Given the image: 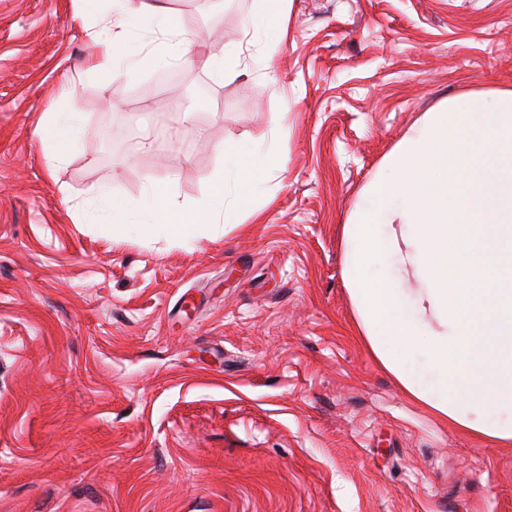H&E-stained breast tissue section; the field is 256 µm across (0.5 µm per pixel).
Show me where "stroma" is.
Masks as SVG:
<instances>
[{
    "mask_svg": "<svg viewBox=\"0 0 512 512\" xmlns=\"http://www.w3.org/2000/svg\"><path fill=\"white\" fill-rule=\"evenodd\" d=\"M161 3L204 46L109 81V0H0V512H512V442L414 400L343 274V226L423 113L512 85V0H287L272 55L252 0ZM71 107L58 161L40 121ZM230 143L284 163L258 215L144 226L150 183L197 207ZM101 191L124 230L77 212ZM103 207L106 218L112 224V228L118 230L128 224V203L124 199L115 195L107 197L103 200Z\"/></svg>",
    "mask_w": 512,
    "mask_h": 512,
    "instance_id": "35a3bbf8",
    "label": "stroma"
}]
</instances>
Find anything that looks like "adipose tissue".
I'll list each match as a JSON object with an SVG mask.
<instances>
[{"mask_svg": "<svg viewBox=\"0 0 512 512\" xmlns=\"http://www.w3.org/2000/svg\"><path fill=\"white\" fill-rule=\"evenodd\" d=\"M164 36L148 52L122 22L95 41L113 79L154 58L189 63L191 42L141 4ZM227 177L203 207L145 190L148 224L175 238L234 223L281 163L260 146H222ZM344 274L374 357L439 418L512 440V86L465 93L425 112L381 162L344 228Z\"/></svg>", "mask_w": 512, "mask_h": 512, "instance_id": "ef3b65f1", "label": "adipose tissue"}]
</instances>
